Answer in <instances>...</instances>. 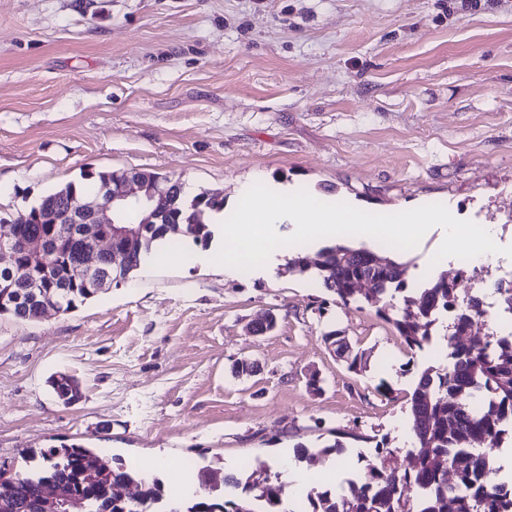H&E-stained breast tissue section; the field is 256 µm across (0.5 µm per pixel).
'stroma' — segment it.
<instances>
[{"instance_id": "obj_1", "label": "stroma", "mask_w": 512, "mask_h": 512, "mask_svg": "<svg viewBox=\"0 0 512 512\" xmlns=\"http://www.w3.org/2000/svg\"><path fill=\"white\" fill-rule=\"evenodd\" d=\"M131 169L228 201L274 180L376 214L439 203L512 245V0H0V215ZM444 237L433 227L404 252L406 289L383 316L279 260L225 275L193 245L71 312L0 316V468L74 443L203 498L198 468L264 462L288 512L295 492L358 479L377 444L404 466L416 382L451 359L450 315L424 350L398 336L404 295L454 275L484 302L472 335L512 322L494 291L512 258L438 261ZM264 311L274 330L250 334ZM330 329L365 371L327 348ZM59 374L78 403L53 392ZM339 438L317 463L289 457Z\"/></svg>"}]
</instances>
